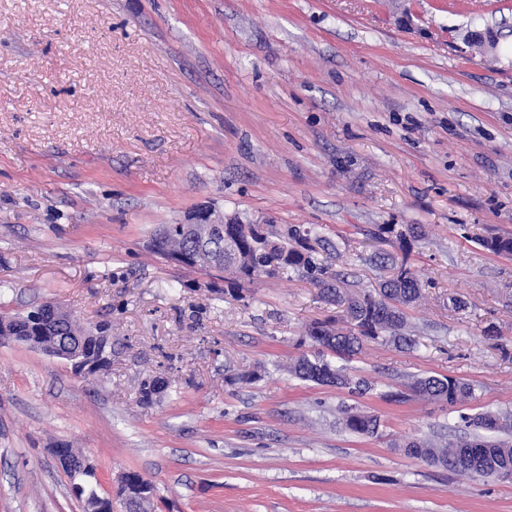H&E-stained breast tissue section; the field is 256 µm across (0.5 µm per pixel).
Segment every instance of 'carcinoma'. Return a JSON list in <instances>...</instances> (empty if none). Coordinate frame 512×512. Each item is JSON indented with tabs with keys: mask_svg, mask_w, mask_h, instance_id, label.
Masks as SVG:
<instances>
[{
	"mask_svg": "<svg viewBox=\"0 0 512 512\" xmlns=\"http://www.w3.org/2000/svg\"><path fill=\"white\" fill-rule=\"evenodd\" d=\"M235 235L224 238V272L230 283L240 285L259 272L277 275L296 271L320 288L322 298L345 307L346 326L333 322H315L308 327L307 337L320 346L313 357H300L291 372L303 381L343 387L349 385L343 368L325 358V352L345 359L362 350L367 338L389 336L397 343L413 344L403 308L422 298V284L406 262L394 264V273L381 284L380 298H345L328 275L310 241L320 240L317 228L290 225L276 229L270 224H234ZM250 256V266L236 269L237 254ZM410 388L426 399L454 407L474 396V386L450 376H422ZM464 422L478 432L460 439L435 443L418 439L405 440L401 448L416 459L430 456L468 478H486L497 468L512 470V441L496 437L512 431V422L488 413L467 416ZM346 427L357 434L373 435L379 429L377 417L364 412H349Z\"/></svg>",
	"mask_w": 512,
	"mask_h": 512,
	"instance_id": "carcinoma-1",
	"label": "carcinoma"
}]
</instances>
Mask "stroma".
Returning a JSON list of instances; mask_svg holds the SVG:
<instances>
[{
    "label": "stroma",
    "instance_id": "1",
    "mask_svg": "<svg viewBox=\"0 0 512 512\" xmlns=\"http://www.w3.org/2000/svg\"><path fill=\"white\" fill-rule=\"evenodd\" d=\"M206 206L318 226L360 296L388 274L382 225L419 227L414 345L342 360L364 393L294 377L307 325L341 308L294 272L232 291L148 250ZM492 236L512 237V0H0V312L112 324L95 374L0 339V512H84L61 446L112 512L128 472L147 512H512V479L397 447L512 414V254ZM425 375L475 397L388 399ZM346 427L357 434L374 435L379 429L377 417L364 412H347ZM66 450L71 454L67 453ZM54 448L53 453L60 464L63 471H67L70 474V478L73 481V485L79 489H82L83 473L88 467V461L82 460L80 464L74 463L75 460L71 457L83 458L84 456L73 451L72 448Z\"/></svg>",
    "mask_w": 512,
    "mask_h": 512
}]
</instances>
